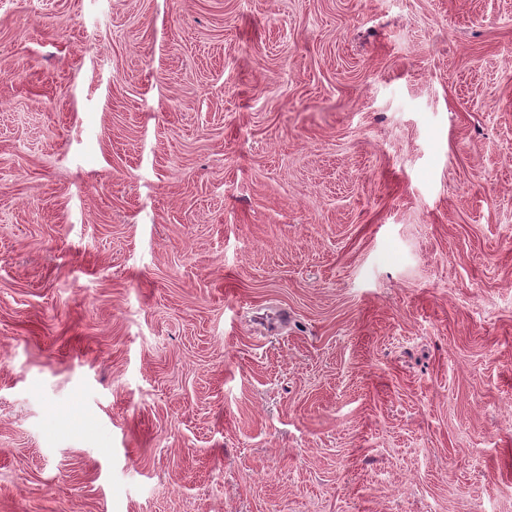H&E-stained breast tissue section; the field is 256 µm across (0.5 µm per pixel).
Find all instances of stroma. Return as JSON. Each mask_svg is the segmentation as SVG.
<instances>
[{
    "instance_id": "obj_1",
    "label": "stroma",
    "mask_w": 512,
    "mask_h": 512,
    "mask_svg": "<svg viewBox=\"0 0 512 512\" xmlns=\"http://www.w3.org/2000/svg\"><path fill=\"white\" fill-rule=\"evenodd\" d=\"M0 512H512V0H0Z\"/></svg>"
}]
</instances>
